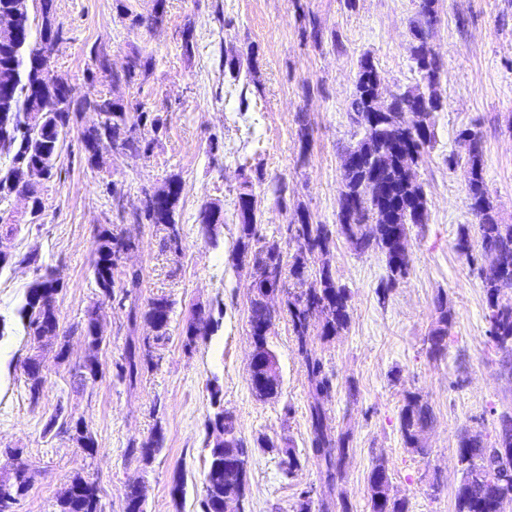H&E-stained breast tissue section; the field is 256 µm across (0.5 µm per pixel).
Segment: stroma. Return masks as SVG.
Segmentation results:
<instances>
[{"label":"stroma","instance_id":"35a3bbf8","mask_svg":"<svg viewBox=\"0 0 512 512\" xmlns=\"http://www.w3.org/2000/svg\"><path fill=\"white\" fill-rule=\"evenodd\" d=\"M113 0H54L62 30L56 71L81 101L90 90L142 101L161 112L166 125L152 136L147 154L106 152L89 161L81 141L93 114H75L55 161V175L41 185L45 208L31 217L23 199L0 203V215L18 224L11 237L19 256L34 264L0 272V448L18 449V459L0 457V476L23 465L30 486L16 512H56L57 496L77 475L99 488L101 512H123L129 483L145 486L146 512H197L207 456L206 423L213 413L211 389L250 442L244 512H292L301 491H313L312 512L346 500L351 512H369L368 476L385 457L391 485L408 512H455L461 479L456 448L462 433L492 438L502 412H512V374L504 351L488 337L486 304L477 267L456 251L476 222L469 209L467 167L449 165L465 155L458 134L483 135L484 178L501 223L512 224V0H438L429 44L446 69L436 86L443 102L434 113L435 141L415 168L425 191L428 218L408 236L411 266L387 298L376 289L387 277L385 256L361 253L343 235L326 256L337 285L350 293V320L337 336L322 339L312 326L310 345L333 376L326 400L332 425L350 432L344 477L329 485L312 460L307 417L309 385L297 355L288 317L279 314L268 342L281 373L277 400H258L249 383L251 279L235 266L238 226L235 202L242 174L254 177L257 222L263 235L281 239L285 255L296 250L286 234L299 214L336 225L345 146L355 143L349 103L359 62L370 56L382 77L383 94L426 89L410 56V23L418 0H167L154 32L129 31ZM321 40H313V30ZM194 45L184 53V32ZM153 54L156 69L144 83L113 84L91 60L108 58L122 70L132 48ZM236 55L241 79L224 70ZM248 102L240 111V102ZM308 126V139L299 136ZM182 186L175 205L180 241L162 225L136 219L145 193L169 178ZM285 178L279 205L263 196L265 183ZM224 209L217 242L200 232L207 203ZM134 239L122 255L110 298L99 295L93 277L101 227ZM56 272L60 335L69 358L44 348V393L30 404L23 362L30 343L19 315L41 268ZM444 297L453 314L448 350L428 353L429 332ZM173 305L170 336L153 343L145 319L130 321V309L145 312L156 298ZM100 317L105 341L96 380L77 385L73 366L84 354L75 328L89 312ZM212 317L213 333L195 349L182 347V330L196 314ZM149 345L151 361L136 384L117 376L129 343ZM427 400L434 423L423 435L425 454L406 448L399 427L407 394ZM81 421L94 436V451L68 434L47 431L55 415ZM163 447L149 462L130 450L153 433ZM266 436L295 449L300 466L285 474L282 457L255 447ZM185 492L173 499L171 488Z\"/></svg>","mask_w":512,"mask_h":512}]
</instances>
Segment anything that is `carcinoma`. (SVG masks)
<instances>
[{
    "label": "carcinoma",
    "instance_id": "cac0c4a2",
    "mask_svg": "<svg viewBox=\"0 0 512 512\" xmlns=\"http://www.w3.org/2000/svg\"><path fill=\"white\" fill-rule=\"evenodd\" d=\"M437 0H419L418 17L411 22L412 42L410 54L416 69L428 65L427 80L436 84L444 73L442 60L433 53L426 37L425 27L436 17ZM41 23L34 26V19L22 28L21 41L24 47L15 48L0 42V125L11 127L8 136H0V156L8 163L0 165V202L10 198L20 183L24 170L39 165L51 178L59 145L70 126L71 115L77 111L73 99L65 101L64 107L55 112L29 110L38 106L41 98L63 92L60 84L49 82L40 74L50 70L40 51L44 41L59 43L62 31L54 24L51 15L52 0H35ZM165 0H154L150 12L137 13L128 5V0H115V9L122 21L128 22L132 30L157 28L165 18ZM130 64L121 74L112 75L114 81H145L154 72L155 58L138 49L131 51ZM382 78L375 61L365 56L360 60L355 92L349 104L352 123L363 131V136L346 148L344 155L355 153L361 162L352 168L343 169V187L338 197L337 231L355 241L358 251L379 250L386 258L387 279L381 283L378 293L386 295L398 279L406 276L410 267V255L406 251V239L412 227L426 223L427 202L422 186L416 181L412 165L433 146L435 139L431 116L442 110L437 98H428L423 112V127L415 132L402 128L393 120V113L386 116L389 121L372 128L371 114L380 110ZM83 110L104 111L101 126L85 130L82 142L85 150L96 155L97 142L109 136L124 153L144 155L150 150L152 141L138 133L139 121L147 110L143 103L116 100L97 91L89 92L80 104ZM459 137L469 138L475 143L468 153L467 165L469 185L467 194L470 209L477 219L478 255H473L468 236L458 242V250L469 262L477 259L492 263L500 269L495 281L483 282L489 324L490 341L499 349L512 353V224L499 223L490 200L483 173L482 140L478 131L466 128ZM377 176L384 191L369 196L365 183ZM178 180L170 178L160 189L164 199H147L144 217L152 224H164L169 239L179 243L180 227L175 222V204L180 194ZM236 217L239 221L238 237L233 255L237 266L249 268L252 294L249 306V326L253 346L258 360L249 365V382L256 398L269 401L278 398L281 383L263 382L266 365L278 362L270 348L268 338L256 332L259 324L270 316L266 302L267 291H278L284 298L283 311L288 315L292 334L296 341L297 354L306 371L311 387L308 405V422L311 433V449L317 465L323 470L329 484L337 483L342 476V462L349 447V435L334 432L329 425V416L324 401L333 390L331 375L325 370L322 358L309 344L312 317L321 319L320 336L330 338L344 330L350 320V294L336 284L331 268L324 262L314 274H309L310 260L329 253L333 243V231L327 224H313L303 214L299 223L287 226L289 239L296 242L293 255L284 254L279 240L267 239L259 234L256 219V195L251 180H244L236 200ZM201 233L217 242L220 227L224 224V209L216 203L203 205L199 215ZM132 241L118 237L108 228L98 233L96 259L93 274L96 287L105 297H112L114 270L118 267V254ZM265 266L283 269L284 278L303 283L308 276L313 281L307 288L285 289L284 284L268 282L261 273ZM61 288L50 270H45L29 288L20 313L26 320L27 333L32 353L25 365V383L32 404H38L44 380L37 371L40 342L45 336L59 337L56 313V296ZM438 313L435 325L428 336L429 354L437 357L448 349V333L453 316L447 302L439 297L435 305ZM172 304L165 298H157L148 304L144 318L154 331L153 341L168 339ZM212 319L198 318L187 323L184 330L185 345L191 346L197 339L211 333ZM83 338L85 352L82 362L75 368V375L84 383L98 377L100 371L99 350L103 337L97 329L93 315L75 328ZM141 369L136 351H129L125 362L119 365L120 376L133 382ZM211 400L216 406L206 427L212 434L224 433L220 441L209 443L207 471L204 479V494L200 501V512H224V498L244 500L246 494L245 458L247 442L239 435L237 421L221 406V389L212 388ZM433 410L421 396L410 394L400 411V429L406 447L422 453L423 432L432 425ZM59 426L64 432H72V439L90 450L95 447L91 434L79 423L58 421L51 418L47 429ZM163 436L154 434L139 447L130 450L147 463L162 448ZM259 448L276 450L286 456L283 464L288 473L299 467V459L291 447L280 446L268 438H258ZM458 465L463 480L456 491L457 512H497L502 496L512 495V413L504 412L499 418L494 440L486 441L478 435L468 433L459 436L457 443ZM391 478L384 458L376 459L368 477L370 512H408L406 502L391 495ZM29 477L19 467L13 474L0 478V512H12V501L20 499L27 491ZM97 486L77 475L60 493L57 512H98ZM146 497L142 489L130 484L125 493L124 512H145Z\"/></svg>",
    "mask_w": 512,
    "mask_h": 512
}]
</instances>
